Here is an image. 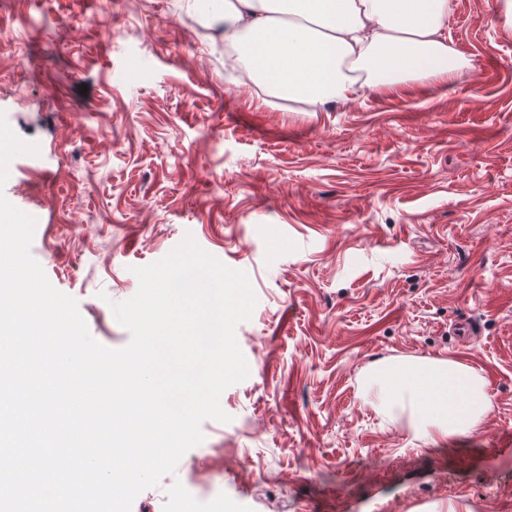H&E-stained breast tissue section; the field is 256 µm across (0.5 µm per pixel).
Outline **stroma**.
<instances>
[{"label":"stroma","instance_id":"35a3bbf8","mask_svg":"<svg viewBox=\"0 0 512 512\" xmlns=\"http://www.w3.org/2000/svg\"><path fill=\"white\" fill-rule=\"evenodd\" d=\"M223 5L0 0V112L39 146L0 192L91 336L128 344L112 303L188 234L257 298L230 422L131 512H512V29L453 0L462 74L313 114L225 71ZM408 356L483 379L481 432L435 443L364 400Z\"/></svg>","mask_w":512,"mask_h":512}]
</instances>
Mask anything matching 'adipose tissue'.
Instances as JSON below:
<instances>
[{
    "label": "adipose tissue",
    "instance_id": "obj_1",
    "mask_svg": "<svg viewBox=\"0 0 512 512\" xmlns=\"http://www.w3.org/2000/svg\"><path fill=\"white\" fill-rule=\"evenodd\" d=\"M451 10L452 0H224L212 23L267 96L326 112L404 76L453 79L461 63L448 49ZM364 392L433 441L477 433L484 422L482 384L454 359L374 364Z\"/></svg>",
    "mask_w": 512,
    "mask_h": 512
}]
</instances>
